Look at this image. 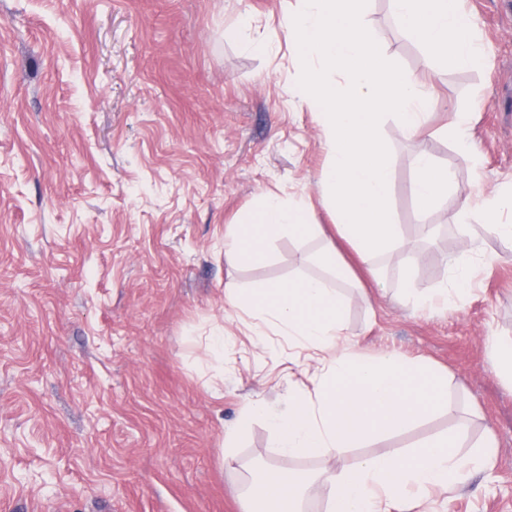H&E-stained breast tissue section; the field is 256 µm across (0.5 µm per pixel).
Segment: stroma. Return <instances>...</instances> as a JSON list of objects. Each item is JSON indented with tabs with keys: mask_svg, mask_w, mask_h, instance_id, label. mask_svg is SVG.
Listing matches in <instances>:
<instances>
[{
	"mask_svg": "<svg viewBox=\"0 0 512 512\" xmlns=\"http://www.w3.org/2000/svg\"><path fill=\"white\" fill-rule=\"evenodd\" d=\"M297 0H0V512H241L254 468H321L270 448L246 398L288 407L286 337L256 335L224 291L315 275L319 240L270 243L267 263L224 265V233L262 192L334 220L318 178L328 159L316 116L289 94L299 62L283 32ZM487 63H425L424 49L371 0L384 56L431 95L421 137L394 117L380 135L395 223L417 253V288L448 281L462 240L448 192L414 205V160L427 150L461 186L503 200L512 218V10L465 0ZM248 21L254 52L225 39ZM473 115L466 165L448 129ZM431 224V241L418 224ZM459 309L412 311L383 257L381 279L342 284L345 336L369 356L423 359L448 374L452 413L368 443L407 448L469 423L462 451L492 427L491 468L472 473L436 512H512V391L495 373L486 329L512 339V240H489ZM228 338L215 356L208 338ZM241 426L236 460L224 432Z\"/></svg>",
	"mask_w": 512,
	"mask_h": 512,
	"instance_id": "1",
	"label": "stroma"
}]
</instances>
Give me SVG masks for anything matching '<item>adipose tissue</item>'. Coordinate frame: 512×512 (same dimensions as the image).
Returning <instances> with one entry per match:
<instances>
[{"mask_svg": "<svg viewBox=\"0 0 512 512\" xmlns=\"http://www.w3.org/2000/svg\"><path fill=\"white\" fill-rule=\"evenodd\" d=\"M461 0H390L407 36L428 58L458 66L481 64L484 53ZM369 0H299L284 17L288 41L301 68L293 92L314 112L329 147L318 185L336 217V231L363 262L398 253L400 296L414 310L452 309L471 291L475 261L482 251L470 237L469 220L483 221L493 239H512V224L498 216L499 200L471 205V193L454 173L436 165L428 153L415 159L414 201L418 212L431 209L448 190H457V231L463 246L448 260L449 282L428 291L412 277L416 256L390 206L392 176L379 128L394 115L402 137L422 132L430 98L418 80L387 64L368 26ZM349 85L336 92L337 78ZM322 225L309 223L299 202H284L266 192L256 208L240 212L224 234V263L264 264L277 237L324 238ZM323 275L297 277L259 288L227 289L225 311L241 309L262 324L277 328L289 343L313 352L293 357L298 375L288 387V410L277 414L260 400L246 401L243 421L263 418L271 445L290 458L313 457L326 465L314 472L292 473L266 465L245 487L242 512H303L309 494L321 496L325 512H428L429 491H450L495 456L492 431L475 451L457 449L459 433L437 436L409 450L347 459L351 449L369 440L399 434L448 408V377L429 364L384 354L357 352L344 338L345 301L337 280L352 277L336 241L326 240L316 257ZM343 460L341 469L328 468Z\"/></svg>", "mask_w": 512, "mask_h": 512, "instance_id": "1", "label": "adipose tissue"}]
</instances>
